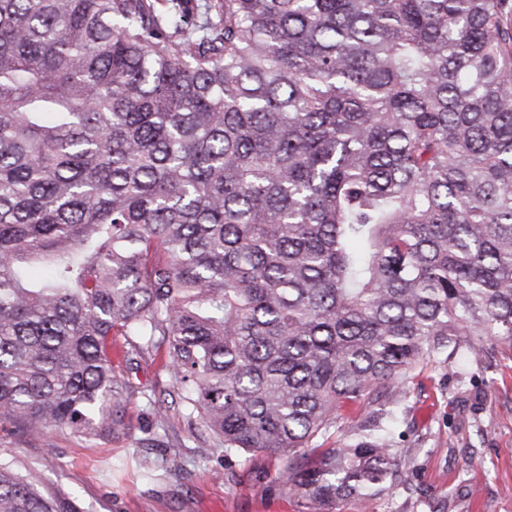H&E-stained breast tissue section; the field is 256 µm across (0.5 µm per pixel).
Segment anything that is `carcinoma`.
I'll use <instances>...</instances> for the list:
<instances>
[{"mask_svg": "<svg viewBox=\"0 0 512 512\" xmlns=\"http://www.w3.org/2000/svg\"><path fill=\"white\" fill-rule=\"evenodd\" d=\"M116 336L307 512L389 492L417 367L512 340V0H0V430L125 427Z\"/></svg>", "mask_w": 512, "mask_h": 512, "instance_id": "cac0c4a2", "label": "carcinoma"}]
</instances>
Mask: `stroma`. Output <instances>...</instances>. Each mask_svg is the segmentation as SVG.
<instances>
[{
    "mask_svg": "<svg viewBox=\"0 0 512 512\" xmlns=\"http://www.w3.org/2000/svg\"><path fill=\"white\" fill-rule=\"evenodd\" d=\"M160 353L115 361L129 386L127 428L103 438L62 429L45 437L0 431V450L40 469L47 484L75 497L82 512H306L262 454L225 458L211 432L188 424L180 405L166 415L159 447L143 430L147 396L167 398ZM400 478L370 505L339 512H512V342L489 341L479 361L424 364L410 385ZM167 457L175 474L147 481L144 458Z\"/></svg>",
    "mask_w": 512,
    "mask_h": 512,
    "instance_id": "35a3bbf8",
    "label": "stroma"
}]
</instances>
